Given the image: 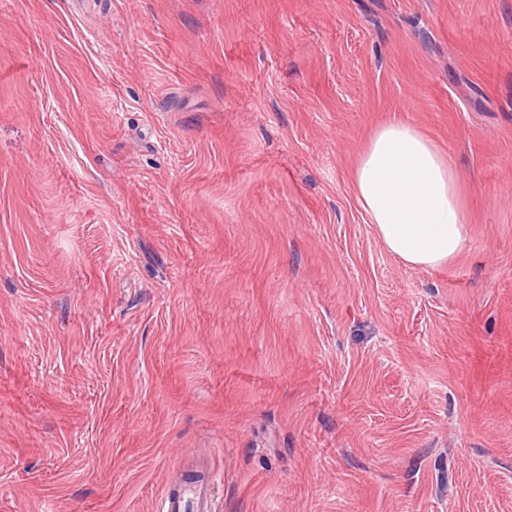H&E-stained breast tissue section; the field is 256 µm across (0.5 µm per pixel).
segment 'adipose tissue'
Wrapping results in <instances>:
<instances>
[{
	"label": "adipose tissue",
	"mask_w": 512,
	"mask_h": 512,
	"mask_svg": "<svg viewBox=\"0 0 512 512\" xmlns=\"http://www.w3.org/2000/svg\"><path fill=\"white\" fill-rule=\"evenodd\" d=\"M352 188L377 237L406 265L445 267L465 250L460 175L414 125L391 121L373 132L354 167Z\"/></svg>",
	"instance_id": "adipose-tissue-1"
}]
</instances>
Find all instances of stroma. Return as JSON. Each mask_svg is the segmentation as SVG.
Wrapping results in <instances>:
<instances>
[{
	"label": "stroma",
	"mask_w": 512,
	"mask_h": 512,
	"mask_svg": "<svg viewBox=\"0 0 512 512\" xmlns=\"http://www.w3.org/2000/svg\"><path fill=\"white\" fill-rule=\"evenodd\" d=\"M400 120L469 241L392 255ZM512 512V0H0V512ZM352 188L377 237L406 265L445 267L465 250L460 175L414 125L391 121L373 132L354 167ZM213 497L201 482L187 483L178 493H166L161 512H214Z\"/></svg>",
	"instance_id": "obj_1"
}]
</instances>
